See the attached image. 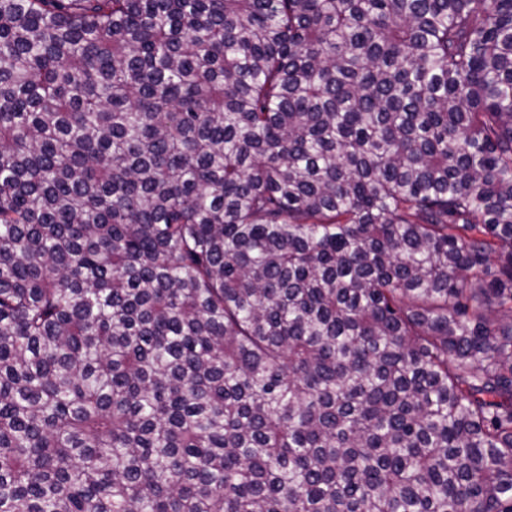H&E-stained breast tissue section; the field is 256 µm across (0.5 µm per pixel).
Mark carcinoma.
I'll return each mask as SVG.
<instances>
[{
  "mask_svg": "<svg viewBox=\"0 0 512 512\" xmlns=\"http://www.w3.org/2000/svg\"><path fill=\"white\" fill-rule=\"evenodd\" d=\"M0 512H512V0H0Z\"/></svg>",
  "mask_w": 512,
  "mask_h": 512,
  "instance_id": "obj_1",
  "label": "carcinoma"
}]
</instances>
